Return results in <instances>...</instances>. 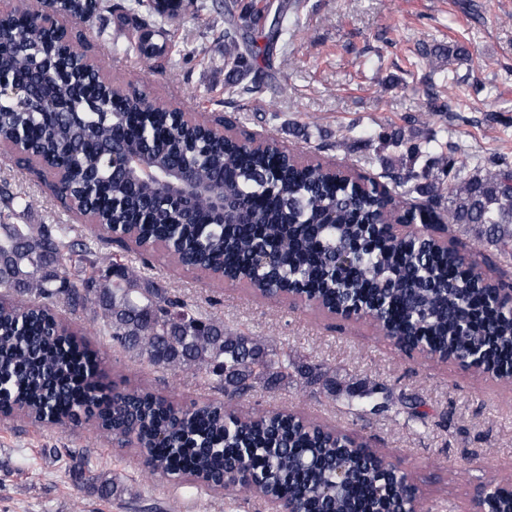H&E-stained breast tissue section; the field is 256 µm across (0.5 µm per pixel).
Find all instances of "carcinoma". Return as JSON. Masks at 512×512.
I'll return each instance as SVG.
<instances>
[{"instance_id": "1", "label": "carcinoma", "mask_w": 512, "mask_h": 512, "mask_svg": "<svg viewBox=\"0 0 512 512\" xmlns=\"http://www.w3.org/2000/svg\"><path fill=\"white\" fill-rule=\"evenodd\" d=\"M133 12L122 0H63L64 12L107 24L116 19L139 32L133 49L151 68L161 66L165 47L153 28L176 9L171 0H138ZM28 3L3 13L12 25L29 14ZM269 15L258 3L224 2V65L243 86L263 91L262 67L274 41L298 22L281 0L268 31L253 35ZM81 42L65 47L39 26L26 28L24 44L0 53V79L40 81L36 61H54L52 101L25 110L0 106V139L28 142L27 165H63L72 191L87 197L102 221L126 228L140 245H162L183 266L219 273L261 296L288 290L314 298L328 313L360 306L377 329L401 348L423 345L446 357L480 355L486 369L512 371V314L500 312L488 288L469 276V258L451 239L438 250L429 237L395 240L373 225L385 213L406 224L422 217L403 209L398 196L377 190L367 176L339 180L322 166L299 169L273 153L241 147L239 138L207 139L178 125L164 105L144 113L135 89L109 98L78 66ZM68 100L71 112L52 111ZM410 166L399 183L427 195L426 217L436 213L458 224L479 245L512 251V160L491 154L471 172L455 166L452 145L433 133L421 142L390 136ZM121 143L168 173L191 163L192 177L212 185L240 207L235 224L213 223L209 198L195 200L184 224L174 222L160 183L145 184L112 172L102 148ZM448 176V185H424L419 159ZM32 201L0 186V207L13 215ZM88 269L76 279L71 263ZM82 311L112 346L166 370L206 372L224 388V402L178 406L152 392L94 381L104 352L87 343L81 328L56 319L53 307ZM288 377V352L267 357L253 337L232 332L224 321L195 314L180 296L146 281L123 254L99 253L70 224H0V411H20L35 422L64 426L93 420L94 438L135 445L151 474L206 475L218 491L265 494L298 504L304 512H404L416 490L407 472L379 468L370 448L351 455L347 437L307 425L288 414L253 409L239 413L238 400L266 379L271 368ZM378 389L350 395L349 413L383 411ZM85 480L102 496L120 478L92 471Z\"/></svg>"}]
</instances>
